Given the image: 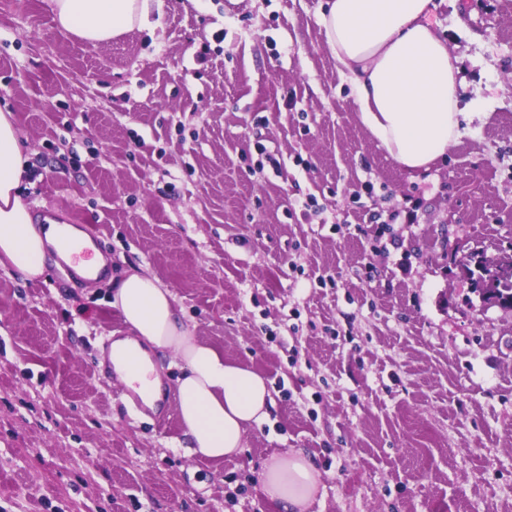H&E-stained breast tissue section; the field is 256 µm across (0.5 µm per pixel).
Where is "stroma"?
<instances>
[{"label":"stroma","instance_id":"obj_1","mask_svg":"<svg viewBox=\"0 0 512 512\" xmlns=\"http://www.w3.org/2000/svg\"><path fill=\"white\" fill-rule=\"evenodd\" d=\"M433 2L487 118L412 180L359 120L326 0H157L97 47L0 0L35 223L97 239L108 277L148 269L275 399L238 456L195 455L174 355L161 423L105 361L129 333L108 278L53 252L35 280L0 269V512H274L259 474L285 449L324 475L314 512H512V309L460 263L512 248V0Z\"/></svg>","mask_w":512,"mask_h":512}]
</instances>
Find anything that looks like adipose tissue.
Masks as SVG:
<instances>
[{"mask_svg":"<svg viewBox=\"0 0 512 512\" xmlns=\"http://www.w3.org/2000/svg\"><path fill=\"white\" fill-rule=\"evenodd\" d=\"M58 28L97 46L148 25L153 0H46ZM433 0H327L320 14L327 49L350 81L362 124L408 174L429 171L462 136L474 113L459 108L457 59L431 21ZM28 157L19 121L0 110V269L34 280L48 249L63 242L89 246L66 224L37 227L20 196ZM112 308L129 328L109 359L120 379L153 403L159 380L149 351H171L181 361L178 417L194 454L221 461L241 453L251 425L273 405L267 381L225 359L182 321L174 293L145 270L112 286ZM322 477L301 453L281 451L262 471L261 492L279 512H312Z\"/></svg>","mask_w":512,"mask_h":512,"instance_id":"1","label":"adipose tissue"}]
</instances>
